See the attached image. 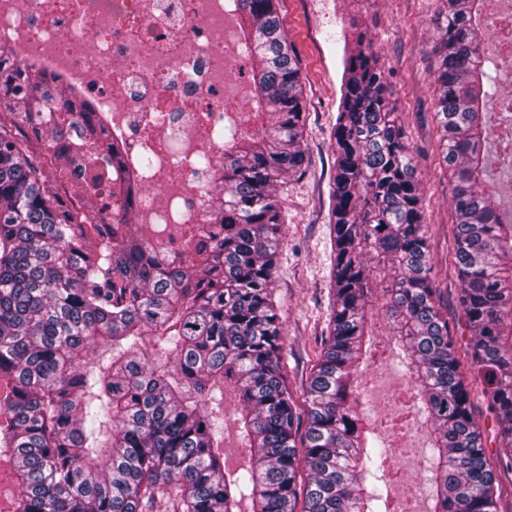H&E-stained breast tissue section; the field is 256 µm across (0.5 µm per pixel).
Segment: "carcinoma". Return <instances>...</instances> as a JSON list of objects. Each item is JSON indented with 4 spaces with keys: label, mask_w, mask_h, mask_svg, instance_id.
<instances>
[{
    "label": "carcinoma",
    "mask_w": 512,
    "mask_h": 512,
    "mask_svg": "<svg viewBox=\"0 0 512 512\" xmlns=\"http://www.w3.org/2000/svg\"><path fill=\"white\" fill-rule=\"evenodd\" d=\"M251 60V106L224 122V162L207 160L208 222L166 224L154 241L129 223L151 165L125 160L93 104L0 45V454L16 512H398L388 456L362 411L359 377L376 356L374 308L401 347L410 386L394 418L426 434L429 512H498L496 477L459 351L498 426L512 471V223L490 193L485 0H442L432 53L442 162L454 179L459 308L440 311L413 149L380 58L359 35L344 59L330 187L335 235L331 332L299 410L283 384L275 273L286 223L278 184L307 164L301 73L279 0H229ZM53 170L105 165L123 183L114 210L94 174L76 210ZM237 400L224 411V389ZM233 427L243 462L224 453ZM307 471L298 488L297 474Z\"/></svg>",
    "instance_id": "1"
}]
</instances>
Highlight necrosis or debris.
<instances>
[{
    "label": "necrosis or debris",
    "instance_id": "1",
    "mask_svg": "<svg viewBox=\"0 0 512 512\" xmlns=\"http://www.w3.org/2000/svg\"><path fill=\"white\" fill-rule=\"evenodd\" d=\"M225 0H0L17 59L63 76L106 113L131 157L152 155L150 224H200L206 197L188 160L230 113L238 49Z\"/></svg>",
    "mask_w": 512,
    "mask_h": 512
}]
</instances>
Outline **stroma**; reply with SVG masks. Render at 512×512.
<instances>
[{
	"label": "stroma",
	"mask_w": 512,
	"mask_h": 512,
	"mask_svg": "<svg viewBox=\"0 0 512 512\" xmlns=\"http://www.w3.org/2000/svg\"><path fill=\"white\" fill-rule=\"evenodd\" d=\"M439 5L440 0H280L285 33L301 68L308 158L304 174L287 177L278 192L287 216L275 280L285 324L282 375L296 404L304 402V388L322 349L332 302L329 189L336 167L332 132L340 100L343 47L354 44L358 33L371 39L389 70L398 122L418 152L428 244L436 283L448 291L450 330L459 341L469 338L464 324L457 321L453 182L441 165V132L433 107L430 50L437 35ZM360 383L368 396L365 414L375 421L388 412L403 379L390 358L369 366Z\"/></svg>",
	"instance_id": "obj_1"
}]
</instances>
